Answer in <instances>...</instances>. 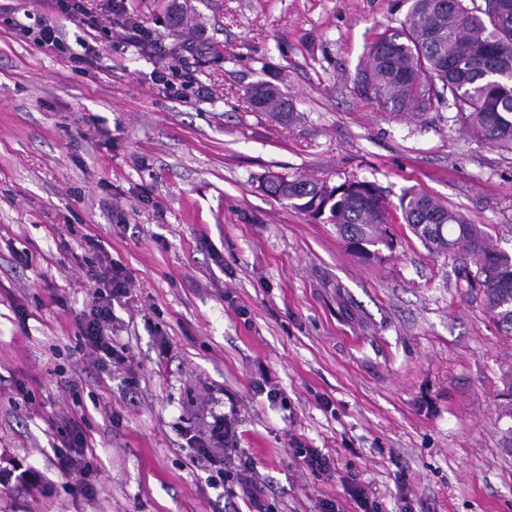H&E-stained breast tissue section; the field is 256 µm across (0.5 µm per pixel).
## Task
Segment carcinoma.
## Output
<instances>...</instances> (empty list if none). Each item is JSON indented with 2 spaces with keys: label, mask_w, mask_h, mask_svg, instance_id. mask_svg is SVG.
<instances>
[{
  "label": "carcinoma",
  "mask_w": 512,
  "mask_h": 512,
  "mask_svg": "<svg viewBox=\"0 0 512 512\" xmlns=\"http://www.w3.org/2000/svg\"><path fill=\"white\" fill-rule=\"evenodd\" d=\"M400 26L370 48L358 84L386 112L417 115L450 92L463 126L481 141L512 150V0H405ZM256 112L278 118L293 111L280 87L259 80L246 89ZM265 190L313 218L326 217L348 247L375 259L393 246L389 203L371 182L270 175ZM403 223L437 255L462 263L466 287L477 290L498 327L512 335V256L497 250L483 224H475L418 191L399 204Z\"/></svg>",
  "instance_id": "obj_1"
}]
</instances>
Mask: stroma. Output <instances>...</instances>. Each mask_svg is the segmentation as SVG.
I'll return each mask as SVG.
<instances>
[{
  "mask_svg": "<svg viewBox=\"0 0 512 512\" xmlns=\"http://www.w3.org/2000/svg\"><path fill=\"white\" fill-rule=\"evenodd\" d=\"M0 13V512H255L210 484L187 445L232 413L236 461L269 512H319L365 486L379 512H512V336L397 217L417 189L512 253V152L437 103L418 118L357 88L402 0H128L126 15L63 22L73 67L17 28L45 0ZM182 6L191 28L168 22ZM276 74L291 119L245 90ZM276 172L374 183L396 220L378 261L333 225L260 191ZM122 267L129 295L100 366L78 320ZM267 373L281 392L257 386ZM93 469H57L63 421ZM321 449L311 472L297 447Z\"/></svg>",
  "mask_w": 512,
  "mask_h": 512,
  "instance_id": "1",
  "label": "stroma"
}]
</instances>
